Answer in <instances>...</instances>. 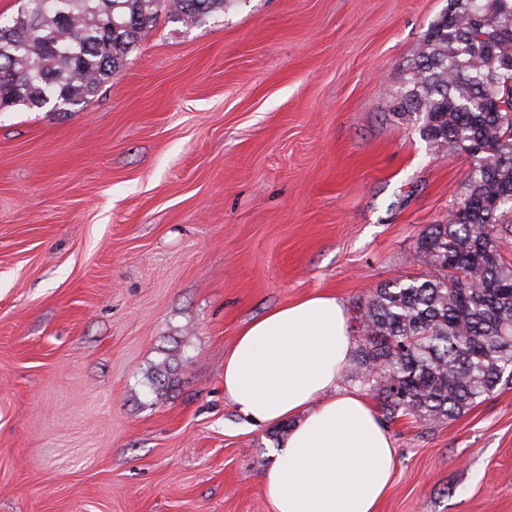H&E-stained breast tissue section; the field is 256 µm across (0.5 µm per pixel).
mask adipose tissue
<instances>
[{"label": "adipose tissue", "mask_w": 512, "mask_h": 512, "mask_svg": "<svg viewBox=\"0 0 512 512\" xmlns=\"http://www.w3.org/2000/svg\"><path fill=\"white\" fill-rule=\"evenodd\" d=\"M354 341L340 300L310 295L266 312L224 356V396L263 425L291 427L265 475L273 512H378L394 442L367 396L339 389Z\"/></svg>", "instance_id": "ef3b65f1"}]
</instances>
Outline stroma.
Instances as JSON below:
<instances>
[{
	"mask_svg": "<svg viewBox=\"0 0 512 512\" xmlns=\"http://www.w3.org/2000/svg\"><path fill=\"white\" fill-rule=\"evenodd\" d=\"M450 0L159 16L76 111L0 112V512H272L287 424L224 397L270 309L421 273L471 159L394 111ZM379 512H512V385L388 426Z\"/></svg>",
	"mask_w": 512,
	"mask_h": 512,
	"instance_id": "1",
	"label": "stroma"
}]
</instances>
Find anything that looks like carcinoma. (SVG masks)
I'll list each match as a JSON object with an SVG mask.
<instances>
[{
    "mask_svg": "<svg viewBox=\"0 0 512 512\" xmlns=\"http://www.w3.org/2000/svg\"><path fill=\"white\" fill-rule=\"evenodd\" d=\"M230 0H21L0 43V103L70 112L123 65L158 17L206 23ZM398 115L472 165L417 241L427 273L362 305L353 380L386 421L452 420L512 385V0H450L407 69Z\"/></svg>",
    "mask_w": 512,
    "mask_h": 512,
    "instance_id": "cac0c4a2",
    "label": "carcinoma"
}]
</instances>
